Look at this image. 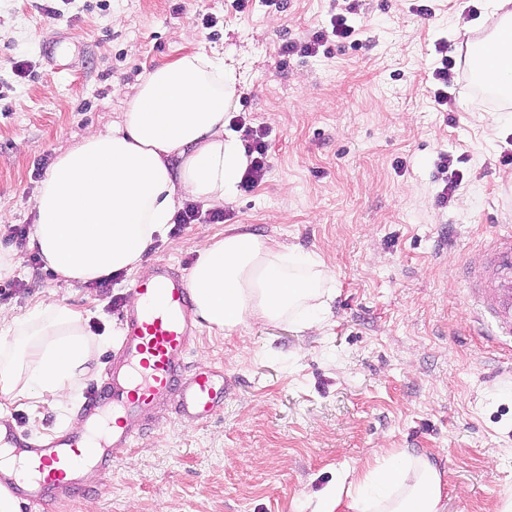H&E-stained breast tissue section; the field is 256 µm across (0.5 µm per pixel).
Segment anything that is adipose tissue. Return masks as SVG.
Listing matches in <instances>:
<instances>
[{
	"label": "adipose tissue",
	"mask_w": 512,
	"mask_h": 512,
	"mask_svg": "<svg viewBox=\"0 0 512 512\" xmlns=\"http://www.w3.org/2000/svg\"><path fill=\"white\" fill-rule=\"evenodd\" d=\"M496 7L502 15L485 58L470 42L463 57L485 83L512 92V0ZM233 94L222 57L185 53L139 81L111 130L90 131L57 157L35 197L31 244L58 281L82 285L136 270L183 200L223 207L247 164L224 131ZM187 281L195 316L227 334L286 319L321 330L333 294L318 256L236 228L200 243ZM87 317L53 298L22 316L0 309V394L69 412L107 342L87 330ZM443 494V475L427 457L404 463L391 454L342 476L314 512H442Z\"/></svg>",
	"instance_id": "obj_1"
}]
</instances>
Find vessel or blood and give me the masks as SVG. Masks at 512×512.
<instances>
[{"instance_id":"vessel-or-blood-1","label":"vessel or blood","mask_w":512,"mask_h":512,"mask_svg":"<svg viewBox=\"0 0 512 512\" xmlns=\"http://www.w3.org/2000/svg\"><path fill=\"white\" fill-rule=\"evenodd\" d=\"M463 277L472 320L490 339L512 342V233L491 235L482 262L466 264ZM133 291L143 305L128 308L122 317L123 362L110 367L85 397L81 414L87 430L41 444L11 431L0 434V447H7L12 459L10 467L0 466V490L38 512H53L81 491L87 466L111 474L116 449L134 446L136 432L107 430L109 417L164 406L204 421L224 397L223 367L192 371L187 366L188 343L198 330L187 318L194 304L181 273L157 267L154 278L134 283Z\"/></svg>"}]
</instances>
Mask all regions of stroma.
Returning a JSON list of instances; mask_svg holds the SVG:
<instances>
[{
    "label": "stroma",
    "instance_id": "obj_1",
    "mask_svg": "<svg viewBox=\"0 0 512 512\" xmlns=\"http://www.w3.org/2000/svg\"><path fill=\"white\" fill-rule=\"evenodd\" d=\"M69 0L61 16L36 0H0V209L33 227L35 196L56 155L118 122L146 73L189 51L218 53L235 98L227 132L260 134L269 168L236 189L224 221L208 207L172 225L138 269L107 287L68 286L29 245L0 235L17 269L0 306L24 314L53 295L89 313L92 333L120 332L134 281L166 263L188 273L204 238L237 227L320 256L335 294L323 331L250 324L231 335L200 325L190 366L224 367V406L186 425L156 409L111 475H94L55 512H313L347 470L390 451L427 456L443 472L444 512H500L512 500V343L497 346L467 318L461 266L482 237L512 227V103L452 78L434 99L440 56L461 59L475 33L455 12L493 0ZM347 16L356 39L329 53L286 43ZM61 33L55 60L42 43ZM25 73H18L17 63ZM459 186L438 197L441 154ZM29 440L79 424L73 410L30 409L0 395Z\"/></svg>",
    "mask_w": 512,
    "mask_h": 512
}]
</instances>
